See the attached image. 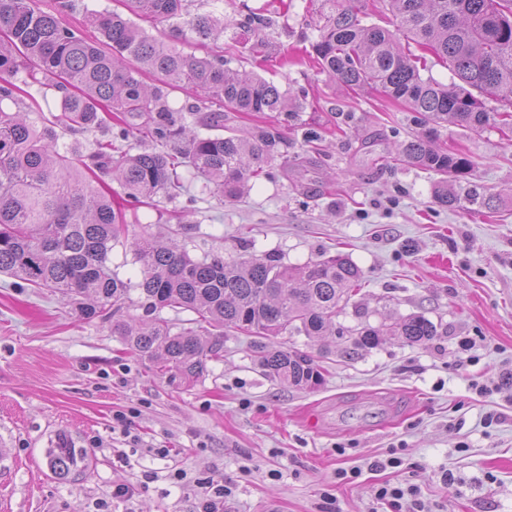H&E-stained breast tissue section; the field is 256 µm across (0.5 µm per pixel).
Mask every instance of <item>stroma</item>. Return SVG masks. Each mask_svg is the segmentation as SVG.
<instances>
[{"label": "stroma", "mask_w": 512, "mask_h": 512, "mask_svg": "<svg viewBox=\"0 0 512 512\" xmlns=\"http://www.w3.org/2000/svg\"><path fill=\"white\" fill-rule=\"evenodd\" d=\"M320 0H191V13L234 24L255 11L264 56L238 44L246 71L305 99L299 120L232 112L227 124H281L289 154L310 137L302 167L259 179L240 203L192 182L190 256L274 252L301 264L347 254L364 272L355 303L371 325L421 313L441 334L424 345L386 337L347 361L333 339L284 336L326 370L308 391L262 374L250 337L227 331L224 359L199 379L159 376L112 334L111 316L84 319L74 304L0 277V512H196V479L231 491L224 512H388L379 485H417L433 512H512V130L476 135L449 125L440 146L472 161L470 181L499 200L474 213L439 207L436 175L396 164L397 144L419 132L413 113L378 91L352 92L300 59L322 24ZM370 147H362V139ZM491 386L489 394L477 391ZM136 409L132 443L112 428ZM496 422L485 424L487 414ZM82 448L63 479L48 464L57 440ZM166 442L169 457L149 453ZM396 450L398 468L369 470ZM360 469L352 480L341 470ZM185 475L169 480L173 471ZM450 483H443L442 474ZM131 485L130 500L113 490Z\"/></svg>", "instance_id": "obj_1"}]
</instances>
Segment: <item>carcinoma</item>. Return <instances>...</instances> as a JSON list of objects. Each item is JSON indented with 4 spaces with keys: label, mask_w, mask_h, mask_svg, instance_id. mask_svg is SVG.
<instances>
[{
    "label": "carcinoma",
    "mask_w": 512,
    "mask_h": 512,
    "mask_svg": "<svg viewBox=\"0 0 512 512\" xmlns=\"http://www.w3.org/2000/svg\"><path fill=\"white\" fill-rule=\"evenodd\" d=\"M324 2L319 39L307 57L346 89H378L419 115L428 130L401 142L396 161L439 176V206L494 208V197L476 184L461 193L448 190V183L468 180L471 162L436 147L434 139L445 124L477 135L512 124L511 113L485 105L492 98L512 108V0H380L405 44L389 29L365 24L358 0ZM124 7L125 14L86 13L85 27L99 34L91 39L37 0H0V275L74 301L86 319L139 292L142 321L132 326L114 316L112 335L159 374L174 372L185 381L224 357L226 328L254 337L253 361L264 375L298 389H313L324 376L310 355L274 342L285 333L345 338L347 359L377 347L384 336L408 345L438 336V325L423 314L378 327L337 322L362 280L360 268L341 253L295 266L273 253L196 259L185 243L147 234L133 249L141 280L134 284L112 271L109 254L125 242L128 221L126 211L112 204L105 179L119 184L131 206L181 188L186 174L203 179L224 200L238 201L275 161H310L308 155L288 156L277 125L243 133L224 126L226 112L293 116L302 110L276 83L231 67L232 53L184 52L182 46L224 32V15L191 16L186 0H124ZM137 18L169 24L178 41L149 34ZM412 43L447 66L452 81L423 77L426 58L410 50ZM144 72L157 84L145 85ZM45 84L62 92L50 125L27 91ZM178 90L193 97L174 107L169 96ZM57 126L81 132L105 127L111 137L82 155L60 147ZM136 135L183 146L176 155L124 149ZM165 308L195 313V322L209 327V339L193 327H171L160 316ZM78 455L83 449L49 450L51 471L70 476Z\"/></svg>",
    "instance_id": "1"
}]
</instances>
